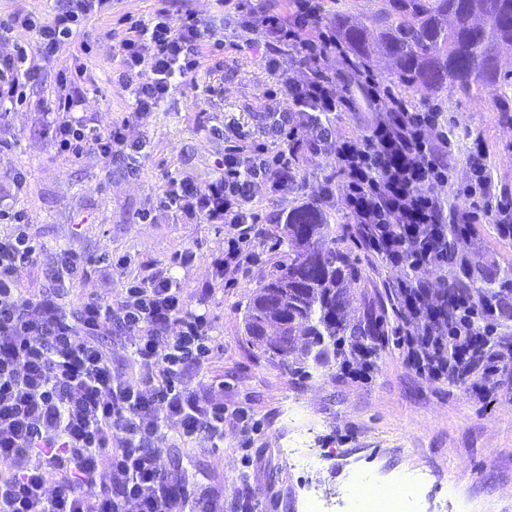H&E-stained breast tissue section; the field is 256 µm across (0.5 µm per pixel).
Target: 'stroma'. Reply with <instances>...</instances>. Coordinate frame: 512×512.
<instances>
[{
  "label": "stroma",
  "mask_w": 512,
  "mask_h": 512,
  "mask_svg": "<svg viewBox=\"0 0 512 512\" xmlns=\"http://www.w3.org/2000/svg\"><path fill=\"white\" fill-rule=\"evenodd\" d=\"M156 0H112L109 14L86 22L57 48L54 61L38 64L23 105L0 114V205L24 210L29 235L43 250L38 262L17 272L21 287L52 284L60 251L88 259L86 271L65 280L64 298H114L128 272L143 276L164 269L175 277L189 302L205 300L216 348L203 372L205 381L224 384V445L172 442L160 463L200 489L222 495L232 512L237 488L248 487L258 512H301L304 485L321 479L345 486L350 479L370 483L432 473L419 487L422 508L438 512H512V376L472 384L416 373L396 341L378 350L369 370L333 366L305 377L272 361L247 343L243 309L269 271L283 213L308 201L323 176L336 172L333 153L298 154L306 178L302 189L256 191L264 226L255 241L257 260L225 286L213 266L224 254V227L186 224L174 211L148 224L140 214L155 204L168 178L206 184L219 174L225 123H239L255 139L264 136L266 114L275 102L266 92L275 79L258 50L241 49L237 17L224 22V48L207 56L195 85H176L167 101L136 112L130 92L114 84L119 61L112 55L117 20L125 13L150 16ZM81 64L88 81L71 86L79 102L75 116L90 125L129 118L134 149L110 162L87 153L74 160L57 152L47 117L58 92L56 73ZM416 110L440 105L460 127L479 133L489 149L495 182L512 190V122L500 106L497 87L473 95H406ZM28 177L26 194L13 192L10 176ZM468 248L477 260L512 266V240L495 224L477 225ZM201 253L182 265L179 256ZM363 286L377 310L392 301L386 285L396 276L381 259L360 252ZM248 409L262 426L243 463L233 413Z\"/></svg>",
  "instance_id": "1"
}]
</instances>
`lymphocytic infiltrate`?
<instances>
[{
  "label": "lymphocytic infiltrate",
  "instance_id": "1",
  "mask_svg": "<svg viewBox=\"0 0 512 512\" xmlns=\"http://www.w3.org/2000/svg\"><path fill=\"white\" fill-rule=\"evenodd\" d=\"M150 18L125 15V33L113 48L120 59L118 84L133 94L137 111L164 102L175 78L187 79L214 47V29L175 0H160ZM321 0H288L285 13L261 0H216L224 12L246 14L252 38L268 52L295 51L306 69L302 80H284V106L267 115L270 140L288 142L271 151L235 125L224 128L222 175L206 185L170 179L156 200L196 224L225 230L221 275L256 260L261 234L255 189L287 191L297 151L329 145L341 177L340 193L352 229L365 249L396 271L389 284L397 297L398 330L406 338L408 363L437 379L501 374L512 369V348L496 366L465 345L448 354L441 341L453 312L448 285V227L492 217L501 236L512 238V197L498 189L477 141L467 154L469 175L453 179L446 158L453 151V121L439 108L417 112L390 94L370 70L348 58L333 28L321 25L307 37L308 19ZM112 0H62L45 22L17 11L0 20V35L37 36L38 54L18 41L0 55V106L20 105L34 71V56L52 61L58 45L91 18L105 15ZM342 58L328 70V56ZM148 70L149 81L132 84ZM73 96L60 95L56 125L60 153L79 158L94 150L106 160L123 157L128 119L90 126L72 117ZM345 110L367 114L351 132L334 135L331 117ZM448 195H440L441 187ZM0 512H224L221 499L201 491L159 465L169 431L181 442L224 443V385L203 381L214 351L211 322L190 304L167 271L128 275L110 301L81 298L61 303L52 287L20 288L18 268L37 262L41 245L30 237L21 212L0 208ZM439 272V281L424 278ZM124 337L128 354L114 361L102 336Z\"/></svg>",
  "mask_w": 512,
  "mask_h": 512
}]
</instances>
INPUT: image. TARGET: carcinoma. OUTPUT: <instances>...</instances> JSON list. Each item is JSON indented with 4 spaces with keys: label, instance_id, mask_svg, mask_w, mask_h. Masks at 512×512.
Wrapping results in <instances>:
<instances>
[{
    "label": "carcinoma",
    "instance_id": "carcinoma-1",
    "mask_svg": "<svg viewBox=\"0 0 512 512\" xmlns=\"http://www.w3.org/2000/svg\"><path fill=\"white\" fill-rule=\"evenodd\" d=\"M330 23L352 56L390 63V85L414 92L471 94L487 85L512 97V71L499 67V53L512 47V0H379L362 22L337 0ZM283 256L246 303L243 326L263 356L288 362L307 377L355 353H376L388 335L386 316L373 313V299L354 292L362 269L357 254L336 230V212L324 201L302 203L281 217ZM464 227L448 225V251H465ZM464 305L460 320L474 321L486 335L474 343L498 355L512 336L499 318H512V267L483 262L451 277L448 302ZM498 314H493V305ZM358 308L362 315L350 317Z\"/></svg>",
    "mask_w": 512,
    "mask_h": 512
}]
</instances>
